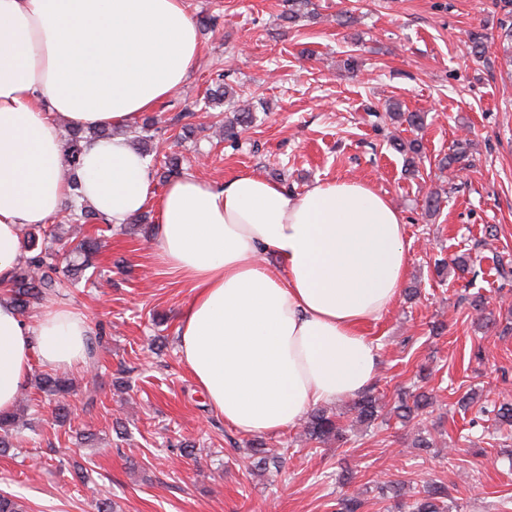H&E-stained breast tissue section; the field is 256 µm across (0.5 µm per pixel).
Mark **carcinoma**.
I'll return each instance as SVG.
<instances>
[{"label":"carcinoma","instance_id":"obj_1","mask_svg":"<svg viewBox=\"0 0 512 512\" xmlns=\"http://www.w3.org/2000/svg\"><path fill=\"white\" fill-rule=\"evenodd\" d=\"M389 117L399 124L410 127H420L424 123V115L419 112H402L396 104L388 106ZM253 116L249 107L240 106L234 110L232 119L224 123V138L234 140L238 128L252 122ZM156 136L155 120L152 117L143 119L135 139L136 149L143 156L153 152V141ZM64 141L65 177L72 187L73 196L65 205V210L71 212L75 222L95 224L94 234L85 237L78 244H73L71 237L63 231L62 226L55 225L45 229L38 225L29 228L24 240L26 256L19 265L10 283V303L17 311L25 315L41 305L46 291L61 293L66 288L78 285L81 280H90L95 265L93 257L98 252L101 237L112 230V223L101 214L93 211L87 205L79 203V172L81 169L82 147L88 141L84 130L79 127L67 126ZM392 146L395 151L405 157L408 173L414 172L415 160L423 151L421 141L417 139L404 140L393 138ZM469 305L477 314L482 326L489 329L494 325L491 314L486 312L485 299L475 294L471 296ZM30 385L47 397L57 398L55 417L61 423L70 419L71 409L65 402L72 388L70 378L59 374H40L30 382ZM25 399H20V405L15 410L0 413V451L14 447L13 432L26 424V408L21 406ZM431 405V396L425 392L404 391L398 394L390 413L399 423L406 425L426 413ZM385 404L374 393L364 392L349 405L348 413L352 422L371 426L382 416ZM480 412L493 414L495 425L500 428H512V403L503 402L488 408L480 407ZM347 427L341 421V414L330 413L323 409L311 412L305 421L303 436L308 441L318 444L341 442L346 438ZM248 464L246 469L251 472L264 473L270 469L281 472L285 457L271 456L261 442H253L246 452ZM398 496L411 499L407 504V512H449L448 490L438 483H428L422 488L414 484L398 483L395 487ZM363 503L359 496L344 494L336 502V512H359Z\"/></svg>","mask_w":512,"mask_h":512}]
</instances>
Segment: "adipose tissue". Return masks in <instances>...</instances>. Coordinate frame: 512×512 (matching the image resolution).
Wrapping results in <instances>:
<instances>
[{
  "label": "adipose tissue",
  "mask_w": 512,
  "mask_h": 512,
  "mask_svg": "<svg viewBox=\"0 0 512 512\" xmlns=\"http://www.w3.org/2000/svg\"><path fill=\"white\" fill-rule=\"evenodd\" d=\"M200 53L183 0H0V286L23 260L26 228L71 193L56 116L130 124L183 85ZM152 180L123 137L83 147L82 201L112 223L142 212ZM405 238L400 211L361 180L295 197L252 173L170 181L156 255L194 292L178 349L211 409L241 431L277 433L361 392L378 372L362 326L400 294ZM89 332L84 316L49 307L31 325L0 300V412L33 361L84 362Z\"/></svg>",
  "instance_id": "adipose-tissue-1"
}]
</instances>
